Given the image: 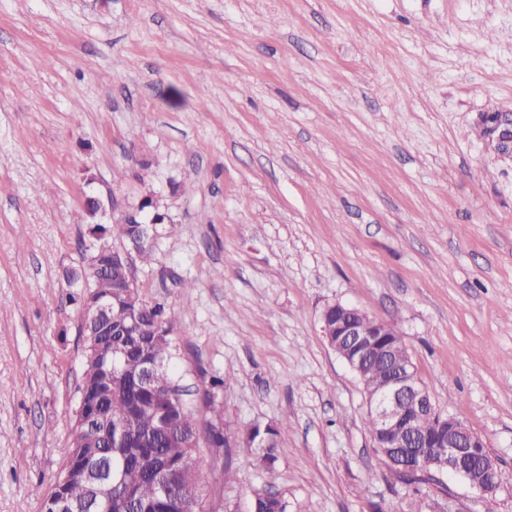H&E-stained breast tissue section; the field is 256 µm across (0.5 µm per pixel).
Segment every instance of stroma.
<instances>
[{"label": "stroma", "instance_id": "1", "mask_svg": "<svg viewBox=\"0 0 512 512\" xmlns=\"http://www.w3.org/2000/svg\"><path fill=\"white\" fill-rule=\"evenodd\" d=\"M512 0H0V512H42L70 446L85 338L68 274L84 198L168 216L135 264L174 310L175 374L225 381L205 493L251 512H512ZM406 343L437 412L485 442L460 477L394 483L320 314ZM260 470L243 432L280 419ZM232 481H225V467ZM498 119L490 120L485 112L479 113L476 123L486 124L490 129L488 141L493 144L501 158L512 160V109H503ZM253 512H286V505L278 493L264 487L255 492Z\"/></svg>", "mask_w": 512, "mask_h": 512}]
</instances>
